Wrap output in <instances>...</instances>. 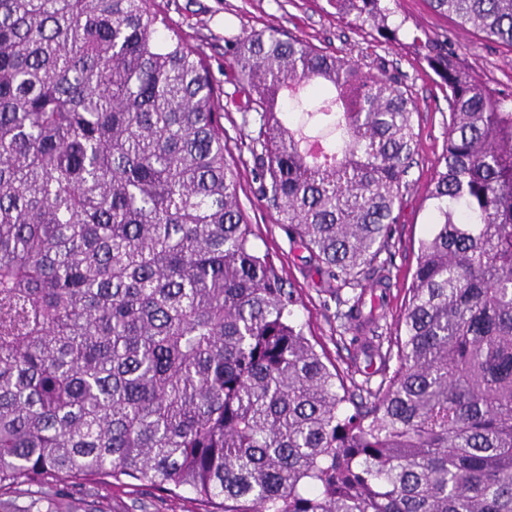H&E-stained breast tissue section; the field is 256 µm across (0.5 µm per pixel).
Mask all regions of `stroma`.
I'll return each mask as SVG.
<instances>
[{
  "label": "stroma",
  "instance_id": "obj_1",
  "mask_svg": "<svg viewBox=\"0 0 512 512\" xmlns=\"http://www.w3.org/2000/svg\"><path fill=\"white\" fill-rule=\"evenodd\" d=\"M168 24L199 48L211 72L222 84V123L225 157L239 169L238 199L252 224L254 242L269 251L283 276L286 288L294 290L301 305L300 324L323 362L345 371L354 354L351 336L336 317L340 305L327 292L305 251L277 224L257 192L253 160L246 148L248 129L230 103L234 91L225 80L230 55L227 39L268 28L283 35L304 38L323 51L364 60L371 71L387 69L408 85L419 116L418 155L409 173V188L403 196L399 220L391 240V283L386 290L383 316L376 332L365 340H388L404 309L406 290L416 266L418 242L430 218L428 190L448 143V100L438 77L410 46L408 31L418 29L430 38L447 42L459 63L482 77L490 89L512 90V48L484 40L459 29L452 20L433 13L426 0H387L394 22L405 31L400 41L378 40L370 27L339 20L331 0H156ZM195 494L159 491L129 477L93 482H69L51 487L22 485L0 496V512H205Z\"/></svg>",
  "mask_w": 512,
  "mask_h": 512
}]
</instances>
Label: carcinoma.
Wrapping results in <instances>:
<instances>
[{
  "label": "carcinoma",
  "instance_id": "cac0c4a2",
  "mask_svg": "<svg viewBox=\"0 0 512 512\" xmlns=\"http://www.w3.org/2000/svg\"><path fill=\"white\" fill-rule=\"evenodd\" d=\"M384 39V0H332ZM512 48V0H428ZM155 0H0V495L127 476L217 512H512V92L412 34L450 107L394 341L321 360L224 156L219 85ZM258 193L356 332L418 147L402 78L227 41ZM301 110L312 127L297 125Z\"/></svg>",
  "mask_w": 512,
  "mask_h": 512
}]
</instances>
